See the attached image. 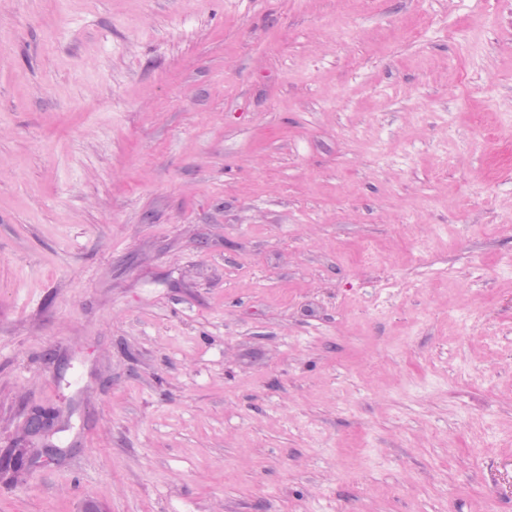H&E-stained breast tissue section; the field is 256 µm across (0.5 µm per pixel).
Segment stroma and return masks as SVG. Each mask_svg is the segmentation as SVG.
I'll use <instances>...</instances> for the list:
<instances>
[{
	"label": "stroma",
	"instance_id": "1",
	"mask_svg": "<svg viewBox=\"0 0 512 512\" xmlns=\"http://www.w3.org/2000/svg\"><path fill=\"white\" fill-rule=\"evenodd\" d=\"M0 512H512V0H0ZM61 411L54 407H44L30 411L25 420V429L31 437L41 440V448H37L29 455L27 464L29 469L35 467L43 460H51L62 455L65 450L55 448L48 443V439L62 429L60 425Z\"/></svg>",
	"mask_w": 512,
	"mask_h": 512
}]
</instances>
